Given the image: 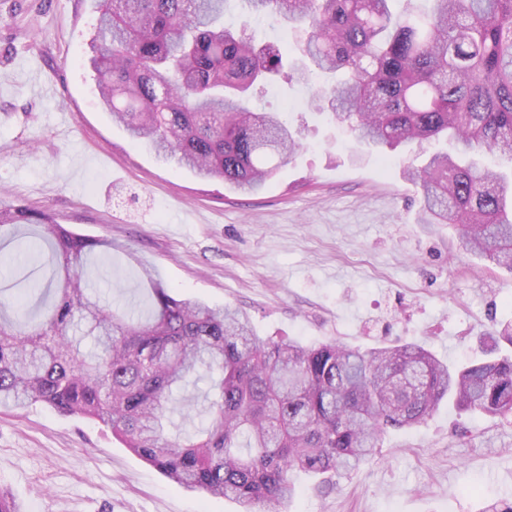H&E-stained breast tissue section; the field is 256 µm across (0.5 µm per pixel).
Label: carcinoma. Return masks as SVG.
I'll return each instance as SVG.
<instances>
[{
	"instance_id": "obj_1",
	"label": "carcinoma",
	"mask_w": 512,
	"mask_h": 512,
	"mask_svg": "<svg viewBox=\"0 0 512 512\" xmlns=\"http://www.w3.org/2000/svg\"><path fill=\"white\" fill-rule=\"evenodd\" d=\"M227 0H97L90 63L112 120L157 158L233 191L261 192L300 149L281 116L247 102L279 75L338 76L312 100L368 148L446 140L408 178L421 221L450 224L465 247L512 271V0H243L302 32L300 56L224 28ZM28 264L43 246L61 280L45 319L12 317L0 298V406L42 403L110 429L188 493L282 509L293 474L336 475L375 456L390 428L422 424L447 398L460 411L512 415V322L484 357L451 366L416 343L363 351L257 336L247 315L182 297L146 274L147 318L83 285L112 242L52 214L0 207V238ZM90 337L95 350L81 352ZM208 373L209 423L167 437L176 392Z\"/></svg>"
}]
</instances>
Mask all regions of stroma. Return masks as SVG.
Listing matches in <instances>:
<instances>
[{"instance_id": "35a3bbf8", "label": "stroma", "mask_w": 512, "mask_h": 512, "mask_svg": "<svg viewBox=\"0 0 512 512\" xmlns=\"http://www.w3.org/2000/svg\"><path fill=\"white\" fill-rule=\"evenodd\" d=\"M95 0H0V205L50 212L112 242L87 282L104 301L149 310L151 270L181 295L246 311L260 337L369 349L424 345L464 364L512 321V273L466 253L448 224L420 221L403 170L421 156L382 153L313 109L302 84L252 100L285 115L303 143L253 196L202 181L130 142L87 63ZM224 24L299 51L287 23ZM287 512H486L512 500V417L448 403L391 429L380 459L322 484L298 472ZM0 489L23 512H236L182 491L94 421L36 403L0 409Z\"/></svg>"}]
</instances>
